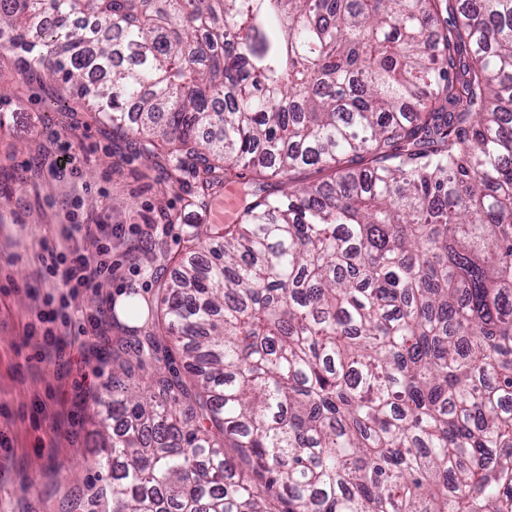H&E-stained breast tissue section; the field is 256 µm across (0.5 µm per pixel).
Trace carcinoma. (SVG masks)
I'll return each instance as SVG.
<instances>
[{
  "mask_svg": "<svg viewBox=\"0 0 512 512\" xmlns=\"http://www.w3.org/2000/svg\"><path fill=\"white\" fill-rule=\"evenodd\" d=\"M0 51L251 174L114 350L112 512H512V0H0Z\"/></svg>",
  "mask_w": 512,
  "mask_h": 512,
  "instance_id": "1",
  "label": "carcinoma"
}]
</instances>
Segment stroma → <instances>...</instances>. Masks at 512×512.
I'll return each instance as SVG.
<instances>
[{
	"label": "stroma",
	"instance_id": "obj_1",
	"mask_svg": "<svg viewBox=\"0 0 512 512\" xmlns=\"http://www.w3.org/2000/svg\"><path fill=\"white\" fill-rule=\"evenodd\" d=\"M66 153L73 161L60 165ZM165 153L141 156L70 84L0 54V512H91L107 484L92 458L93 409L112 399L113 347L152 331L153 321L133 330L113 318L101 334L80 330L124 293L156 308L161 282L185 257L189 225L204 223L226 191L242 190L233 177L198 201L195 176L174 170ZM86 222L125 227L112 240L119 270L109 297L88 294L70 309L64 332L81 345L48 356L41 334L27 332L31 292L53 291L38 280L37 256Z\"/></svg>",
	"mask_w": 512,
	"mask_h": 512
}]
</instances>
